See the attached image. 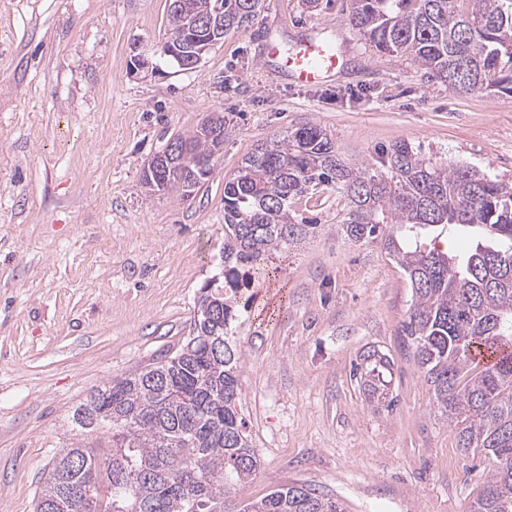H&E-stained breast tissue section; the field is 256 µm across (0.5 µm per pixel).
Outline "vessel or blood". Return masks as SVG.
Wrapping results in <instances>:
<instances>
[{
  "label": "vessel or blood",
  "mask_w": 512,
  "mask_h": 512,
  "mask_svg": "<svg viewBox=\"0 0 512 512\" xmlns=\"http://www.w3.org/2000/svg\"><path fill=\"white\" fill-rule=\"evenodd\" d=\"M263 61L275 64L287 80L321 85L335 80L343 69L344 57L333 41L309 36L289 51L282 50L275 41H266Z\"/></svg>",
  "instance_id": "vessel-or-blood-1"
}]
</instances>
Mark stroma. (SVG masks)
<instances>
[{
	"instance_id": "obj_1",
	"label": "stroma",
	"mask_w": 512,
	"mask_h": 512,
	"mask_svg": "<svg viewBox=\"0 0 512 512\" xmlns=\"http://www.w3.org/2000/svg\"><path fill=\"white\" fill-rule=\"evenodd\" d=\"M349 5L265 0L246 32L183 71L159 54L167 0H0V512H35L92 388L185 342L218 271L224 185L257 144L316 125L353 164L405 140L512 183V93L458 94L407 55L376 52ZM329 26L344 55L335 81L290 84L262 67L266 40L289 48ZM136 48L157 73L131 72ZM214 112L235 128L209 181L189 198L148 193L147 162ZM336 202L328 191L308 207L323 230L237 294L238 411L258 466L234 499L304 485L344 512H469L491 465L461 454L433 406L401 333L407 277L382 243L331 231ZM369 349L392 361L378 395L354 376Z\"/></svg>"
}]
</instances>
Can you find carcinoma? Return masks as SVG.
I'll list each match as a JSON object with an SVG mask.
<instances>
[{"label": "carcinoma", "mask_w": 512, "mask_h": 512, "mask_svg": "<svg viewBox=\"0 0 512 512\" xmlns=\"http://www.w3.org/2000/svg\"><path fill=\"white\" fill-rule=\"evenodd\" d=\"M190 33L181 56L245 32L263 0H170ZM224 14V30L200 17ZM348 24L384 54L408 55L449 90L512 93V0H351ZM177 165L197 171L218 143L198 128L175 137ZM332 190L344 200L336 235L379 241L407 274L412 304L402 334L432 388L434 405L459 424L457 446L494 463L470 512H512V185L465 164H446L408 142L352 165L328 134L306 125L257 145L224 185L221 276L202 288L190 336L166 361L92 390L73 413L82 430H106L102 466L72 443L52 459L36 512H224L258 460L237 411L240 354L229 335L240 272L274 274L272 256L321 225L295 204ZM490 236L463 257L427 248L434 228ZM360 376L391 367L360 356ZM241 512H343L337 501L289 486Z\"/></svg>", "instance_id": "cac0c4a2"}]
</instances>
